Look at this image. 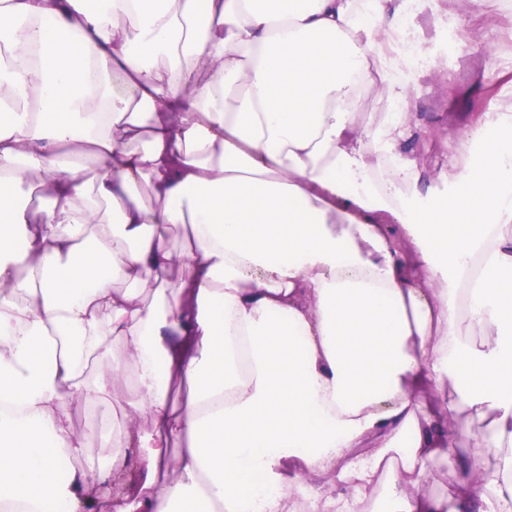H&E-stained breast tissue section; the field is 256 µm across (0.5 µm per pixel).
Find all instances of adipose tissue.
I'll return each mask as SVG.
<instances>
[{
	"mask_svg": "<svg viewBox=\"0 0 512 512\" xmlns=\"http://www.w3.org/2000/svg\"><path fill=\"white\" fill-rule=\"evenodd\" d=\"M405 4L0 0V512H96L99 482L106 512H288L301 478L310 512H366L387 462L392 512H512V113L416 196ZM371 84L402 109L362 124ZM449 381L485 427H448ZM69 395L121 400L108 466ZM425 489L429 496L435 498H441L448 494V477L440 462L436 461L432 464Z\"/></svg>",
	"mask_w": 512,
	"mask_h": 512,
	"instance_id": "obj_1",
	"label": "adipose tissue"
}]
</instances>
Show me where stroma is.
Here are the masks:
<instances>
[{
    "mask_svg": "<svg viewBox=\"0 0 512 512\" xmlns=\"http://www.w3.org/2000/svg\"><path fill=\"white\" fill-rule=\"evenodd\" d=\"M441 10L457 31L454 44L436 37ZM411 29L429 65L418 72L410 106L422 132L406 151L419 164L423 186L444 195L449 185L438 172L470 166L494 136L489 129L474 131V116L512 104V0H497L490 8L473 0H433L430 10L414 12ZM460 140L466 143L461 154L455 151Z\"/></svg>",
    "mask_w": 512,
    "mask_h": 512,
    "instance_id": "1",
    "label": "stroma"
}]
</instances>
